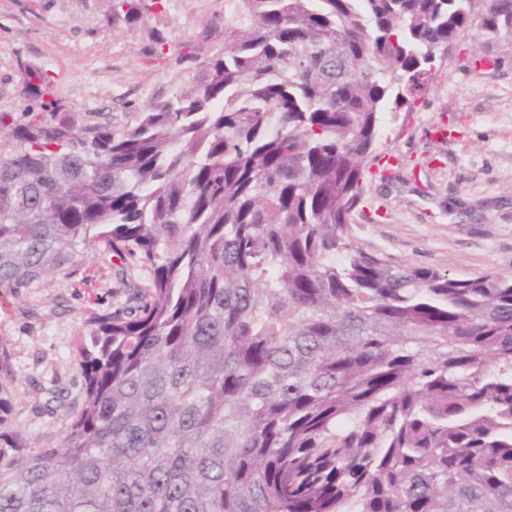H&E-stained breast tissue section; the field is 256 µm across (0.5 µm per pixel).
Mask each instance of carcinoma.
<instances>
[{
  "instance_id": "1",
  "label": "carcinoma",
  "mask_w": 512,
  "mask_h": 512,
  "mask_svg": "<svg viewBox=\"0 0 512 512\" xmlns=\"http://www.w3.org/2000/svg\"><path fill=\"white\" fill-rule=\"evenodd\" d=\"M155 0H115L147 24ZM512 0H228L224 47L132 125L0 112V291L92 246L149 272L76 336L38 445L0 342V512H512V277L351 243L381 116Z\"/></svg>"
}]
</instances>
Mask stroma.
<instances>
[{"instance_id":"stroma-1","label":"stroma","mask_w":512,"mask_h":512,"mask_svg":"<svg viewBox=\"0 0 512 512\" xmlns=\"http://www.w3.org/2000/svg\"><path fill=\"white\" fill-rule=\"evenodd\" d=\"M113 0H0V112L25 102V67L46 71L72 111L131 123L192 83L174 58L185 43L200 55L224 44V0H165L147 25L112 22ZM160 29L167 55L149 54ZM426 89L382 115L376 152L391 156L385 177L365 181L351 242L394 266L459 278L512 276V38L485 44L464 34L435 62ZM118 258L86 251L73 275L0 299V338L16 374L13 418L39 442L60 440L62 417L41 413L49 390L80 406L73 339L90 314L124 304Z\"/></svg>"}]
</instances>
